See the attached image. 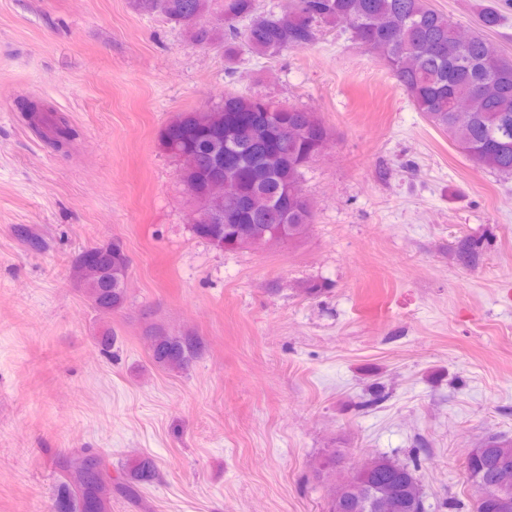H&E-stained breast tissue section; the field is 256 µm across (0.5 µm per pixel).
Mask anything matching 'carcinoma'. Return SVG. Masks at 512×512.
I'll list each match as a JSON object with an SVG mask.
<instances>
[{"label": "carcinoma", "instance_id": "cac0c4a2", "mask_svg": "<svg viewBox=\"0 0 512 512\" xmlns=\"http://www.w3.org/2000/svg\"><path fill=\"white\" fill-rule=\"evenodd\" d=\"M284 14L260 13L256 0H163L162 15L185 29L198 47L224 46V57L234 63L241 49L258 56H275L312 44L319 28L334 26L349 16L356 21L353 38L377 56L406 92L416 109L448 137L475 165L512 175V61H500L484 32L502 25L503 15L489 6L479 16V31L468 40L457 39L458 23L430 7L428 0H291ZM224 12V24L195 27L187 18ZM468 96L474 110L461 114L454 101ZM224 125L205 124L198 112L174 117L161 134L163 149L175 157L184 178L196 184L199 195L219 158L224 174L235 181L234 193L218 204L223 224H196L192 233L214 246L245 248L240 229L262 234L284 225L288 241L306 238L314 222L312 204L292 197L285 189L302 181L318 141L329 130L317 113L282 103L226 91L216 102ZM48 143L59 148L72 142L76 130L58 113L50 116ZM275 162L266 165V159ZM73 264L81 269L80 286L93 307L104 315L117 313L127 301L123 288L129 264L112 252L79 253ZM112 267V281L104 272ZM199 350L192 336L158 331L153 336L151 359L155 366L182 370ZM102 459L84 448L65 468L63 492L55 512H110L112 489L133 494L138 486L155 480L157 466L150 456L131 460L122 483L106 486L93 472ZM468 479L478 495L472 512L504 510L498 491L504 470L512 468V440L491 436L466 464ZM328 512H427L416 468L388 456L373 459L372 467L357 474L353 488L336 496L331 489Z\"/></svg>", "mask_w": 512, "mask_h": 512}]
</instances>
